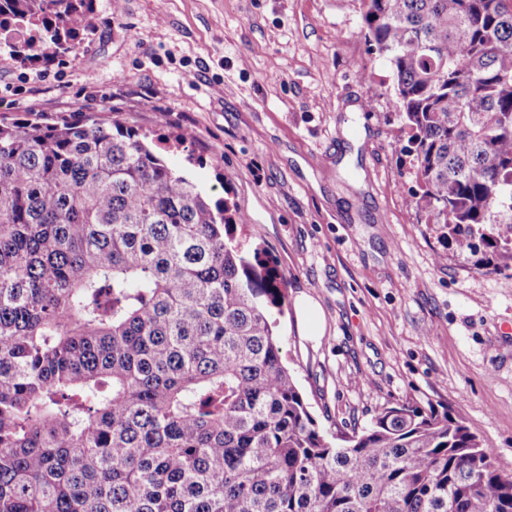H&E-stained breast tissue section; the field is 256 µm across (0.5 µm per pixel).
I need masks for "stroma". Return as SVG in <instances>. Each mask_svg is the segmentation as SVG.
Listing matches in <instances>:
<instances>
[{
	"mask_svg": "<svg viewBox=\"0 0 512 512\" xmlns=\"http://www.w3.org/2000/svg\"><path fill=\"white\" fill-rule=\"evenodd\" d=\"M362 13L361 0H95L63 62L0 45V119L85 113L152 141L192 129L162 156L243 213L235 243L284 276L277 340L318 427L445 408L512 474V271L476 270L413 208L390 64ZM303 295L322 336L302 332Z\"/></svg>",
	"mask_w": 512,
	"mask_h": 512,
	"instance_id": "stroma-1",
	"label": "stroma"
}]
</instances>
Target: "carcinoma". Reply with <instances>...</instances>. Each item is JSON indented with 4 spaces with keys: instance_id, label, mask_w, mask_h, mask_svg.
Here are the masks:
<instances>
[{
    "instance_id": "obj_1",
    "label": "carcinoma",
    "mask_w": 512,
    "mask_h": 512,
    "mask_svg": "<svg viewBox=\"0 0 512 512\" xmlns=\"http://www.w3.org/2000/svg\"><path fill=\"white\" fill-rule=\"evenodd\" d=\"M94 0H0L21 62ZM414 156V208L512 269V0H362ZM245 216L135 131L0 121V512H512L462 416L391 407L328 436L283 365L285 278Z\"/></svg>"
}]
</instances>
